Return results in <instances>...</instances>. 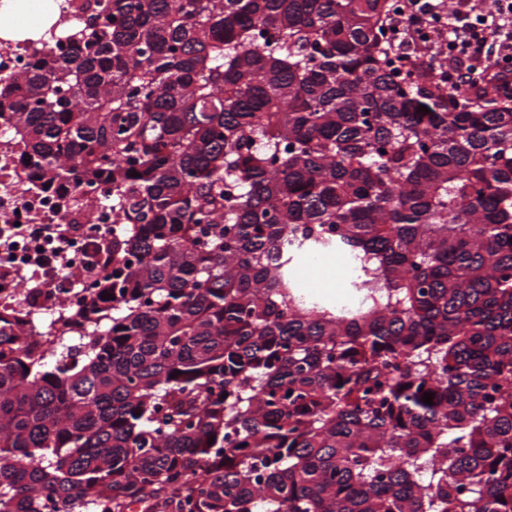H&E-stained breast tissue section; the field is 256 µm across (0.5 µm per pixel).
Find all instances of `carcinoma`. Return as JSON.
Listing matches in <instances>:
<instances>
[{"label":"carcinoma","instance_id":"cac0c4a2","mask_svg":"<svg viewBox=\"0 0 512 512\" xmlns=\"http://www.w3.org/2000/svg\"><path fill=\"white\" fill-rule=\"evenodd\" d=\"M72 2L0 134L115 227L48 334L0 298V512H512V93L401 74L392 0ZM292 270L301 281L303 293L308 298H319L328 302H340L345 288H342L348 271L336 254L322 257L299 256L291 262ZM350 283L349 293L344 302L337 307L355 311L361 309L366 301V288L355 280Z\"/></svg>","mask_w":512,"mask_h":512}]
</instances>
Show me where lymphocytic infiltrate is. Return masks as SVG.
Listing matches in <instances>:
<instances>
[{
	"mask_svg": "<svg viewBox=\"0 0 512 512\" xmlns=\"http://www.w3.org/2000/svg\"><path fill=\"white\" fill-rule=\"evenodd\" d=\"M385 24L393 52L433 85L445 90L474 87L493 73L512 90V0H496L495 10L488 13L478 12L471 0H457L453 10L447 0H400ZM442 53L448 57L447 66L432 67ZM12 233L28 238L25 262L45 283L82 288L98 279L100 262L93 255L83 263L79 277L69 275L72 227L29 224L13 227Z\"/></svg>",
	"mask_w": 512,
	"mask_h": 512,
	"instance_id": "lymphocytic-infiltrate-1",
	"label": "lymphocytic infiltrate"
}]
</instances>
